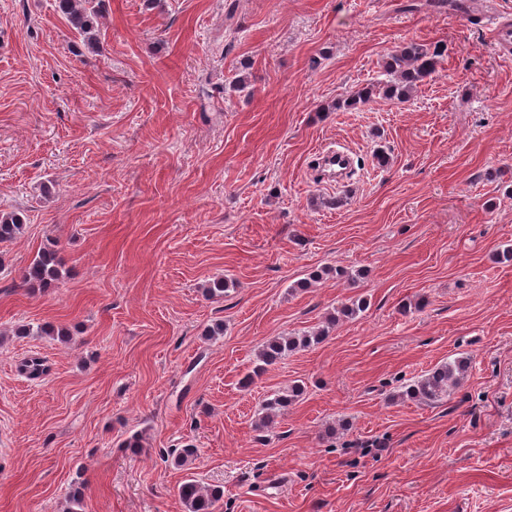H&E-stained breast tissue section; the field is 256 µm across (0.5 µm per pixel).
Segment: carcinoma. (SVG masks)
<instances>
[{
	"mask_svg": "<svg viewBox=\"0 0 512 512\" xmlns=\"http://www.w3.org/2000/svg\"><path fill=\"white\" fill-rule=\"evenodd\" d=\"M57 9L65 18L70 28L96 43L93 34L94 19L102 10V0H56ZM443 50L436 47L429 49L416 42L404 44L392 53L385 62L384 72L388 80L381 90L385 98L400 103L411 98L412 92L427 78L434 74L441 62ZM23 219L15 213L0 214V243L11 242L24 232ZM60 277V263L57 261L56 250L45 248L40 251L25 268L22 281L31 291L44 290ZM367 309V300L359 299L345 304L329 315L324 325L314 331L279 336L263 344L259 357L260 362L270 365L288 356L298 349L317 345L325 340L338 317L354 318ZM467 361L454 359L432 370L424 378L408 385L404 395L411 399L434 400L448 395L458 387L465 377ZM304 394V386L293 384L288 389L276 392L262 403V421L265 424L274 422L275 418L288 410ZM173 464L177 467L190 466L197 458V448L188 443L172 453ZM178 495L187 512H216V505L224 497L219 487H206L194 476L187 477L178 486Z\"/></svg>",
	"mask_w": 512,
	"mask_h": 512,
	"instance_id": "obj_1",
	"label": "carcinoma"
}]
</instances>
